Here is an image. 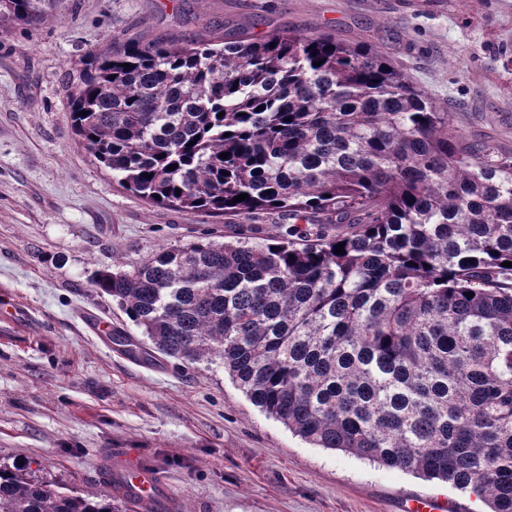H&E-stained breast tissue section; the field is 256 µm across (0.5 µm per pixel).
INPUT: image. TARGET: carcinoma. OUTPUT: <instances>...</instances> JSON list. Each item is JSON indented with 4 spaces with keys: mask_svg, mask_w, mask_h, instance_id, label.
<instances>
[{
    "mask_svg": "<svg viewBox=\"0 0 512 512\" xmlns=\"http://www.w3.org/2000/svg\"><path fill=\"white\" fill-rule=\"evenodd\" d=\"M53 7L0 0V22ZM68 96L80 143L123 188L291 221L262 245L203 237L95 272L151 346L114 344L219 363L310 444L512 512V157L460 147L404 72L330 34L131 38L93 54ZM122 502L105 478L78 492L0 464V512Z\"/></svg>",
    "mask_w": 512,
    "mask_h": 512,
    "instance_id": "1",
    "label": "carcinoma"
}]
</instances>
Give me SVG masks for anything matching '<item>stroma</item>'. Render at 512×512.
Wrapping results in <instances>:
<instances>
[{"mask_svg":"<svg viewBox=\"0 0 512 512\" xmlns=\"http://www.w3.org/2000/svg\"><path fill=\"white\" fill-rule=\"evenodd\" d=\"M327 32L376 48L449 114L463 144L512 156V0H56L0 24V461L73 488L96 486L99 455L160 467L177 512H482L438 480L316 448L255 407L220 364L136 362L93 326L139 331L97 270L159 249L238 238L243 220L153 205L78 143L67 90L91 53L146 43Z\"/></svg>","mask_w":512,"mask_h":512,"instance_id":"stroma-1","label":"stroma"}]
</instances>
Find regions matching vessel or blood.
Listing matches in <instances>:
<instances>
[{
	"label": "vessel or blood",
	"instance_id": "1",
	"mask_svg": "<svg viewBox=\"0 0 512 512\" xmlns=\"http://www.w3.org/2000/svg\"><path fill=\"white\" fill-rule=\"evenodd\" d=\"M106 471L114 475V489L134 503L137 512H174L175 498L158 473L142 466L131 452L109 455Z\"/></svg>",
	"mask_w": 512,
	"mask_h": 512
}]
</instances>
